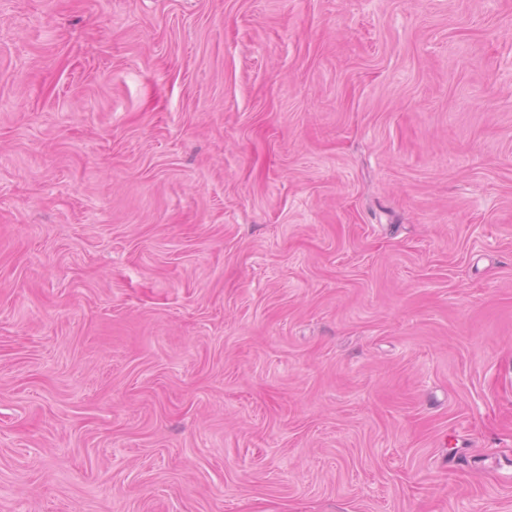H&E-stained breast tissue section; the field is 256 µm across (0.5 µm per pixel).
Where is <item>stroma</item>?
<instances>
[{
    "instance_id": "1",
    "label": "stroma",
    "mask_w": 512,
    "mask_h": 512,
    "mask_svg": "<svg viewBox=\"0 0 512 512\" xmlns=\"http://www.w3.org/2000/svg\"><path fill=\"white\" fill-rule=\"evenodd\" d=\"M0 512H512V0H0Z\"/></svg>"
}]
</instances>
